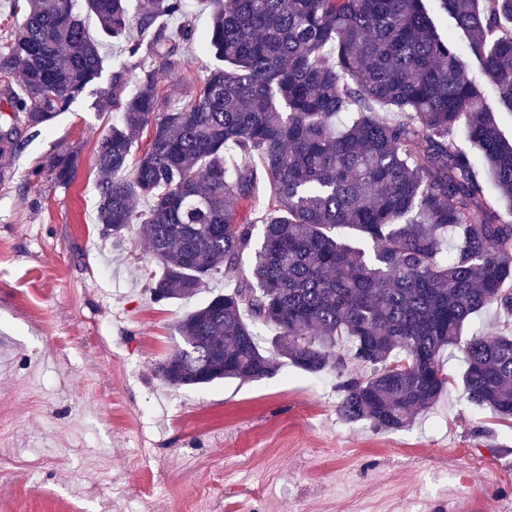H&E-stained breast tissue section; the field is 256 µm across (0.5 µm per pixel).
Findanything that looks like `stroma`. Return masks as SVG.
<instances>
[{
    "label": "stroma",
    "instance_id": "obj_1",
    "mask_svg": "<svg viewBox=\"0 0 512 512\" xmlns=\"http://www.w3.org/2000/svg\"><path fill=\"white\" fill-rule=\"evenodd\" d=\"M212 64L184 45L172 104ZM111 124L85 100L0 154V512H512V425L470 406L460 356L440 401L395 432L342 420L332 369L161 381L188 304L153 301L135 231L118 247L101 234ZM66 150L62 188L49 162Z\"/></svg>",
    "mask_w": 512,
    "mask_h": 512
}]
</instances>
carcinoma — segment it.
Here are the masks:
<instances>
[{
	"mask_svg": "<svg viewBox=\"0 0 512 512\" xmlns=\"http://www.w3.org/2000/svg\"><path fill=\"white\" fill-rule=\"evenodd\" d=\"M208 3L201 47L217 64L179 106L161 82L176 81L195 31L163 19L184 16V0H11L22 22L0 43L13 116L0 153L96 92L95 108L118 113L95 153L103 235L137 225L157 302L227 279L178 320L156 375L181 388L269 379L288 363L336 369L341 418L391 432L438 402L443 355L457 351L468 402L512 421V328L464 335L485 309L512 317V142L489 104L512 112V0H439L472 39L467 58L424 0ZM88 16L137 59L132 93L120 60L111 86L92 89L105 55ZM51 168L67 186L75 158ZM246 252L251 275L236 280Z\"/></svg>",
	"mask_w": 512,
	"mask_h": 512,
	"instance_id": "obj_1",
	"label": "carcinoma"
}]
</instances>
